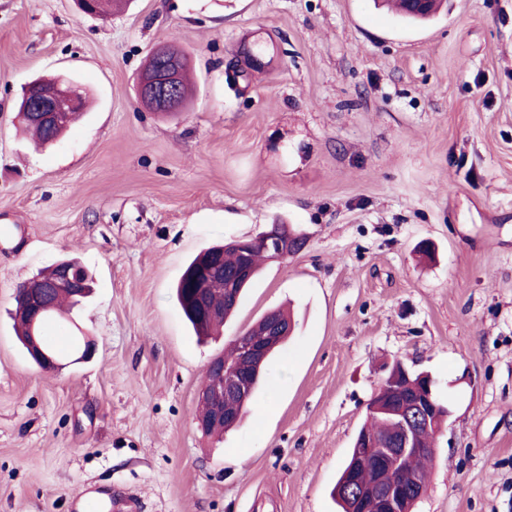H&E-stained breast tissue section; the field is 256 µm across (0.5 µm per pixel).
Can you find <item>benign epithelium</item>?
<instances>
[{"label":"benign epithelium","instance_id":"benign-epithelium-1","mask_svg":"<svg viewBox=\"0 0 512 512\" xmlns=\"http://www.w3.org/2000/svg\"><path fill=\"white\" fill-rule=\"evenodd\" d=\"M154 56L161 60L155 70H145L140 78L138 97L151 110L162 108L169 112H179L184 107L178 94L177 55L170 47H158ZM80 105L78 91L72 85L62 81L36 87L35 94L28 99L26 111L33 122L45 127H53L63 122L65 116ZM269 253V261L282 263L302 251L304 242L291 232L289 227L274 224L252 240ZM250 267L242 264L235 275V281L220 278H198L194 282L195 295L201 312H209L214 317L219 314L215 308H205L208 298L235 287V282L249 276ZM82 273L70 267L62 270L59 288H69L75 292L82 290ZM20 291L28 299L32 309L31 329L41 324L51 311L48 301L47 286L34 277L20 284ZM31 350L41 362L42 368L52 371L59 366L57 358L44 347L43 337L31 334ZM268 356L265 349L244 339H238L236 360L241 366L262 363ZM212 379L203 385L197 395L201 413L196 416L198 428L205 432L211 426L233 418L232 411L225 408V399L248 396L245 382L237 375L234 368L224 363V358L214 359L210 365ZM434 407H426L423 401H412L406 412L399 414V430L391 441V447L380 449V453L395 468L411 455L422 451L418 446L417 435L424 427L436 425ZM385 512H413L404 496L403 489L396 487L384 497Z\"/></svg>","mask_w":512,"mask_h":512}]
</instances>
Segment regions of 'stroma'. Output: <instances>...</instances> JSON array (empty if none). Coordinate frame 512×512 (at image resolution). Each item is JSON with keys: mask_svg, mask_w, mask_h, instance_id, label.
<instances>
[{"mask_svg": "<svg viewBox=\"0 0 512 512\" xmlns=\"http://www.w3.org/2000/svg\"><path fill=\"white\" fill-rule=\"evenodd\" d=\"M189 57L186 109L147 110L152 49ZM91 106L53 146L16 129L28 82ZM288 224L201 342L174 286L202 248ZM95 278L50 319L61 369L18 341L16 288L66 257ZM294 329L256 410L195 423L210 362L267 312ZM93 341L75 361L73 337ZM449 405L415 512H512V0L412 25L373 0H0V512H336L385 365Z\"/></svg>", "mask_w": 512, "mask_h": 512, "instance_id": "35a3bbf8", "label": "stroma"}]
</instances>
